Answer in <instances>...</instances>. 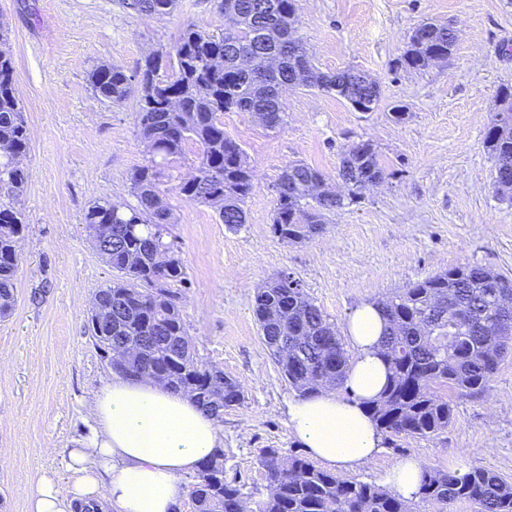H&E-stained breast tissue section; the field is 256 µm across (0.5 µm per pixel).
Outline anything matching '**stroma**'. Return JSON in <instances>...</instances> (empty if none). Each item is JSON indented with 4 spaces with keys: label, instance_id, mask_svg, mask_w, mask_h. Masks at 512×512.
Returning a JSON list of instances; mask_svg holds the SVG:
<instances>
[{
    "label": "stroma",
    "instance_id": "35a3bbf8",
    "mask_svg": "<svg viewBox=\"0 0 512 512\" xmlns=\"http://www.w3.org/2000/svg\"><path fill=\"white\" fill-rule=\"evenodd\" d=\"M427 20L455 27L451 57L420 72L402 68L409 35ZM189 25L217 34L224 16L215 0H177L163 17L131 13L118 0H0V50L12 58L29 137L20 207L31 226L20 243L13 309L0 319V512H27L42 475L68 480L67 451L90 434L85 401L113 375L86 325L95 293L114 273L88 241L83 215L97 201L133 203L130 174L150 154L137 94L99 100L90 71L113 62L135 71L148 54L171 51ZM297 27L320 69L377 80V109L357 112L318 89L292 88L277 130L248 112L225 113V131L255 171L240 230H228L212 207L168 197L186 268V326L199 357L235 378L244 395L220 423L224 477L254 500L267 484L259 449L297 447L287 417L295 393L253 315L258 288L292 273L343 333L356 306L422 277L466 263L512 274V205L496 199L483 147L498 91L512 85V0H298ZM397 104L408 112L400 123L391 118ZM366 139L384 181L332 214L321 237L279 241L270 224L281 170L301 161L335 176L341 151ZM450 399L447 431L384 437L372 460L340 478L380 486L388 470L417 458L512 481V356L485 395Z\"/></svg>",
    "mask_w": 512,
    "mask_h": 512
}]
</instances>
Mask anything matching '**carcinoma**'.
I'll return each instance as SVG.
<instances>
[{"label": "carcinoma", "instance_id": "carcinoma-1", "mask_svg": "<svg viewBox=\"0 0 512 512\" xmlns=\"http://www.w3.org/2000/svg\"><path fill=\"white\" fill-rule=\"evenodd\" d=\"M297 0H220L224 31L209 35L185 28L167 56L146 58L129 74L114 63L90 73L94 93L103 100H125L140 84L137 121L152 150L150 163L133 171L130 189L135 205L110 201L91 204L83 224L88 238L110 236L112 250L100 253L118 273L97 294L112 299V323L87 322V332L104 353L135 350L136 358L116 369L125 378L150 377L185 393L221 420L224 410L240 404L236 379L197 357L188 336L176 286L186 279L185 266L170 240L168 192L186 202L213 207L222 223L236 230L247 223L246 199L254 188V170L244 149L224 132L221 115L251 112L267 129L285 123L281 87L315 88L334 94L351 107L372 112L379 97L376 79H366L364 97L349 85L354 71L324 72L303 39L295 35ZM136 14L165 16L176 0H120ZM293 45V50L285 51ZM448 27L427 22L415 29L401 65L424 70L452 55ZM169 67L172 75L159 78ZM501 109L484 138L499 180L494 188L512 204V87L500 88ZM198 147L194 174L171 190L162 188L163 171L183 155L186 143ZM27 124L14 92L11 57L0 53V190L19 200L27 175L16 159L28 151ZM336 179L306 163L281 171L272 233L286 244H301L325 232L326 216L357 202L372 184L384 179L375 145L353 143L341 152ZM15 205L0 203V314L14 305L21 257L18 239L29 231ZM386 323L382 352L390 367L388 385L371 405L381 432L431 438L454 421L446 390L460 395L485 394L512 348V277L477 264H464L410 283L378 302ZM254 315L261 338L275 359L282 380L298 396L344 383L349 367L335 323L305 293L300 280L281 272L257 289ZM288 337V354L275 342ZM267 493L247 505L241 489L224 479V451L199 469L192 486L195 512H415V500L444 510L461 501L477 512H512V481L480 468H427L416 499L378 485L344 480L315 466L297 451L261 448L258 452Z\"/></svg>", "mask_w": 512, "mask_h": 512}]
</instances>
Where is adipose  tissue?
Returning <instances> with one entry per match:
<instances>
[{"mask_svg":"<svg viewBox=\"0 0 512 512\" xmlns=\"http://www.w3.org/2000/svg\"><path fill=\"white\" fill-rule=\"evenodd\" d=\"M383 330L375 304L357 307L348 320L356 355L345 393L324 390L288 403L292 435L329 466L353 470L381 449V432L367 407L388 383ZM88 405L94 435L68 450L71 481L40 476L28 512H71L73 505L91 503L100 512H177L185 496L181 476L220 446L218 421L190 396L149 378L114 376Z\"/></svg>","mask_w":512,"mask_h":512,"instance_id":"obj_1","label":"adipose tissue"}]
</instances>
